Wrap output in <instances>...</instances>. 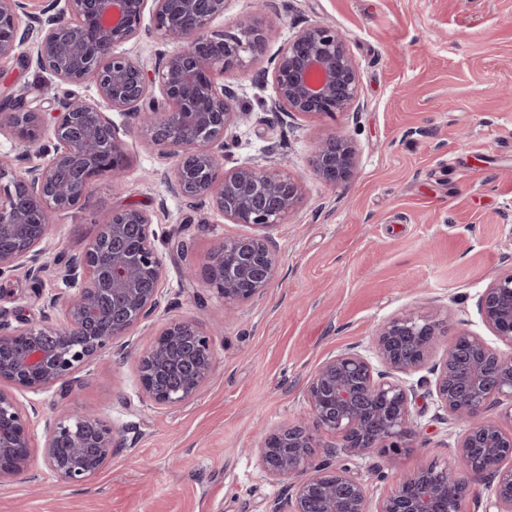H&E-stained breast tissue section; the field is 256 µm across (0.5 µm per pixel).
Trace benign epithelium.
Here are the masks:
<instances>
[{
  "instance_id": "1",
  "label": "benign epithelium",
  "mask_w": 512,
  "mask_h": 512,
  "mask_svg": "<svg viewBox=\"0 0 512 512\" xmlns=\"http://www.w3.org/2000/svg\"><path fill=\"white\" fill-rule=\"evenodd\" d=\"M149 3L155 29L172 46L151 67L120 50L139 35ZM54 6L42 19L27 11L28 0H0V62L34 64L64 85H91L97 98L62 94L45 109L0 94V131L46 156L19 171L0 154V278L24 268L40 283L53 217L86 208L94 184L126 173L130 159L111 111L135 119L147 144L175 159L168 179L173 193L260 230L224 239L202 273L188 267L184 279L201 281L226 306L262 296L278 275L270 231L297 206L299 183L268 165L225 168L224 136L243 113L224 74L246 71L265 53L267 0H256L255 11L232 31L213 28L224 17L225 0H55ZM271 64L273 111L305 117L359 111L358 65L335 28L320 21L304 26ZM357 164L343 135L319 141L309 159L313 176L332 187L349 186ZM157 241L148 211L133 205L112 211L82 252L64 262L67 291L47 303L58 318L0 323L1 485L38 458L57 482L86 484L124 448L111 423L81 413L45 421L42 445H35L37 410L15 391L75 380L85 364L161 308ZM477 306L511 352L460 330L441 364L430 367L449 333L448 316L405 312L376 328L373 356L348 347L325 358L304 388L308 418L264 434L258 448L266 474L284 483L268 512H460L469 496L480 507L474 486L485 481L495 485V499L483 512H512V270L484 289ZM135 359L142 397L161 408L196 398L216 370L212 338L192 319L167 321ZM427 366L434 375L429 395L448 420L466 424L452 448L459 467L434 461L402 472L373 501L366 480L341 456L376 451L397 463L415 437L416 392L401 375ZM493 406L501 408L500 418L488 420ZM324 436L334 442L322 444Z\"/></svg>"
}]
</instances>
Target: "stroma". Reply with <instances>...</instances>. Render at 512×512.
Returning a JSON list of instances; mask_svg holds the SVG:
<instances>
[{
	"mask_svg": "<svg viewBox=\"0 0 512 512\" xmlns=\"http://www.w3.org/2000/svg\"><path fill=\"white\" fill-rule=\"evenodd\" d=\"M311 21L345 35L360 111H268L270 61ZM264 23L265 54L224 77L248 113L225 135L224 164H272L301 180L298 208L273 231L277 278L231 311L183 280L186 265L204 268L225 238L254 229L172 195L173 160L130 130L125 179L98 183L87 209L55 219L47 260L78 253L114 208L150 212L165 299L132 341L146 348L167 319H197L214 341L215 374L190 403L158 408L142 399L133 362L108 351L75 383L18 392L45 418L100 416L125 447L81 486L55 483L35 465L0 485V512H267L282 486L261 466L259 433L306 415L303 387L324 358L370 350L375 326L406 311L441 308L451 328L486 334L479 296L512 269V0H274ZM0 85L46 105L57 92L33 65L0 68ZM333 134L359 154L346 188L321 183L308 166L315 142ZM46 313L25 270L0 279V318L18 326ZM431 378L426 369L406 377L423 394L412 407L418 438L405 470L449 458L462 432L429 396Z\"/></svg>",
	"mask_w": 512,
	"mask_h": 512,
	"instance_id": "35a3bbf8",
	"label": "stroma"
}]
</instances>
